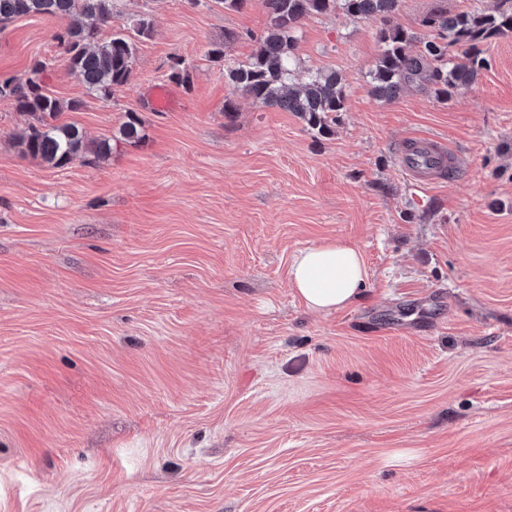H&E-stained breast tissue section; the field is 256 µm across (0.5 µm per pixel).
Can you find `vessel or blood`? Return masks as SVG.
<instances>
[{
    "label": "vessel or blood",
    "instance_id": "obj_1",
    "mask_svg": "<svg viewBox=\"0 0 512 512\" xmlns=\"http://www.w3.org/2000/svg\"><path fill=\"white\" fill-rule=\"evenodd\" d=\"M449 156L445 140L415 136L404 144L398 166L414 186L425 188L444 179Z\"/></svg>",
    "mask_w": 512,
    "mask_h": 512
}]
</instances>
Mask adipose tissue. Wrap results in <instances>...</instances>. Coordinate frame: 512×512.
<instances>
[{
  "label": "adipose tissue",
  "instance_id": "adipose-tissue-1",
  "mask_svg": "<svg viewBox=\"0 0 512 512\" xmlns=\"http://www.w3.org/2000/svg\"><path fill=\"white\" fill-rule=\"evenodd\" d=\"M289 275L306 306L326 313L340 310L360 298L366 281L358 250L340 242L299 252Z\"/></svg>",
  "mask_w": 512,
  "mask_h": 512
}]
</instances>
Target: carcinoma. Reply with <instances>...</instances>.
Listing matches in <instances>:
<instances>
[{
    "instance_id": "obj_1",
    "label": "carcinoma",
    "mask_w": 512,
    "mask_h": 512,
    "mask_svg": "<svg viewBox=\"0 0 512 512\" xmlns=\"http://www.w3.org/2000/svg\"><path fill=\"white\" fill-rule=\"evenodd\" d=\"M264 2L267 27L255 37L252 58L227 69L228 82L233 91L265 106L293 112L320 131L328 128L332 114L345 111L346 92L342 76L331 69L310 71L306 79H300L294 33L307 17L340 9L348 16L378 17L384 22L378 31L382 48L371 71L370 93L385 102L415 84L433 87L439 98L468 88L487 64L481 46L493 38L512 35V0H499L492 13L478 2L458 13L437 8L423 20V26L432 32L426 39L391 24L400 0ZM30 14L85 18L70 24L56 39L88 90L109 93L128 83L134 43L120 33L105 41L98 39L99 29L112 17V0H0V23ZM45 68V62L38 60L23 77L0 82V98L10 99L17 111L32 119L18 140L21 152L53 167L87 153L96 157L111 153L110 143L88 139L76 125L51 123L63 108L76 110L80 104L72 101L65 105L46 93L41 81Z\"/></svg>"
}]
</instances>
